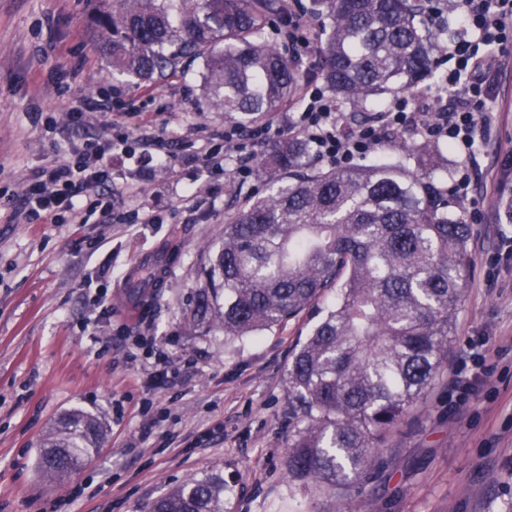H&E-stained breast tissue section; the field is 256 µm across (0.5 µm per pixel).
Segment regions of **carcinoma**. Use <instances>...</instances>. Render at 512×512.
Here are the masks:
<instances>
[{
    "instance_id": "carcinoma-1",
    "label": "carcinoma",
    "mask_w": 512,
    "mask_h": 512,
    "mask_svg": "<svg viewBox=\"0 0 512 512\" xmlns=\"http://www.w3.org/2000/svg\"><path fill=\"white\" fill-rule=\"evenodd\" d=\"M327 20L316 77L339 107L436 76L444 28L419 19L423 0H312ZM98 18L97 47L113 73L151 82L185 60L203 65V89L242 128L284 111L308 77L269 36L283 0H121ZM309 145L282 137L260 172L269 198L237 205L205 258L187 321L226 338L298 316L324 292L327 310L294 354L290 390L304 409L285 462L289 477L344 495L363 482L387 442L440 372L467 277L470 225L430 176L432 151L400 161L308 170ZM100 424L64 414L38 463L58 480L99 448ZM148 512H224V475L210 472L154 500Z\"/></svg>"
}]
</instances>
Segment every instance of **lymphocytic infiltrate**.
<instances>
[{
  "instance_id": "lymphocytic-infiltrate-1",
  "label": "lymphocytic infiltrate",
  "mask_w": 512,
  "mask_h": 512,
  "mask_svg": "<svg viewBox=\"0 0 512 512\" xmlns=\"http://www.w3.org/2000/svg\"><path fill=\"white\" fill-rule=\"evenodd\" d=\"M453 20L461 34L438 60L444 68L439 89L449 95V103L432 107L431 89L425 86L397 95L375 119L346 128L336 121L333 99L321 85L310 82L288 123L289 133L304 138L318 161L335 168L366 159L404 128L424 140H445L465 154H474L493 121V75L512 49V0H455ZM111 178L97 145L88 143L72 151L67 160L35 172L25 181L16 203L30 224H86L102 206L95 188ZM83 193L90 200L77 205Z\"/></svg>"
}]
</instances>
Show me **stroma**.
<instances>
[{"instance_id": "obj_1", "label": "stroma", "mask_w": 512, "mask_h": 512, "mask_svg": "<svg viewBox=\"0 0 512 512\" xmlns=\"http://www.w3.org/2000/svg\"><path fill=\"white\" fill-rule=\"evenodd\" d=\"M118 0H0V196L89 142L124 141L108 160V217L28 224L0 206V512H144L169 489L224 475L226 512H338V496L302 485L285 460L304 426L289 391L292 355L333 305L255 336L189 328L230 204L270 189L241 175L237 155L215 174L194 162L207 137L231 129L202 89V67L133 84L112 76L94 44L95 10ZM495 125L475 151L468 276L448 360L425 398L390 436L354 512H512V61L494 77ZM108 112H80L89 95ZM54 113L55 126L34 111ZM170 144L169 164L150 141ZM157 261L158 283L127 315L126 272ZM110 309L92 306L97 290ZM182 373L159 382L157 356ZM471 377L454 385L456 368ZM79 409L103 426L98 451L65 482L37 466L55 421ZM81 491L70 501L73 491Z\"/></svg>"}]
</instances>
